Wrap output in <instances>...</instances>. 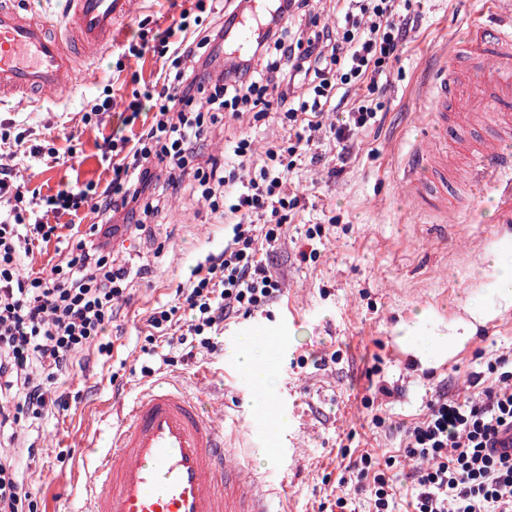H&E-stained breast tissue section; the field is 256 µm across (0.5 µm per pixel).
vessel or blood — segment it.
<instances>
[{"instance_id": "b4317fda", "label": "vessel or blood", "mask_w": 512, "mask_h": 512, "mask_svg": "<svg viewBox=\"0 0 512 512\" xmlns=\"http://www.w3.org/2000/svg\"><path fill=\"white\" fill-rule=\"evenodd\" d=\"M69 4L64 38L0 0V97L69 94L81 62L111 46L112 27L131 13L133 0ZM482 6L487 22L471 25L461 53L449 55L437 77L430 113L435 128L456 118L479 123L489 110L512 127V114L500 109L512 100V0H482ZM464 60L481 68L476 86L459 73ZM443 156L439 139L426 140L409 163L406 189L420 194L421 174L439 167ZM469 162L480 174L507 177L497 207L503 220H512V154L473 147ZM250 460V449L231 447L197 397L169 382L154 384L121 409L111 447L87 474L84 512H287V472L274 462L261 481Z\"/></svg>"}]
</instances>
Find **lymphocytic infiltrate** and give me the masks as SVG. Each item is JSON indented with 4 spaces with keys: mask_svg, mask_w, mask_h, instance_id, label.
I'll list each match as a JSON object with an SVG mask.
<instances>
[{
    "mask_svg": "<svg viewBox=\"0 0 512 512\" xmlns=\"http://www.w3.org/2000/svg\"><path fill=\"white\" fill-rule=\"evenodd\" d=\"M335 10L329 25L312 13L310 0H275L241 50L236 37L253 13L249 0H195L155 38L126 46L130 56L150 50L170 64L161 85L133 93L124 105L123 122L136 133L105 138L107 183L68 184L44 196L0 163V437L18 439L23 421L63 407L59 381L75 354L111 353L106 332L114 310L142 272L113 258L111 222L139 229L158 213L163 192L152 185L155 170L166 171L173 188L192 174L224 220L223 250L197 262L173 300L147 318L148 342L168 340L165 363L216 352L226 319L251 316L279 297L281 282L260 248L282 239L298 208L291 175L322 162L317 147L326 138L336 149L328 174H343L356 137L377 121L370 97L388 83L419 22L414 0H336ZM196 11L217 16L197 34ZM219 49L224 68L207 73ZM246 114L256 123L276 115L281 136L259 150L241 135L223 154L199 159L194 143L224 117ZM85 207L102 221L84 230L77 217ZM65 216L72 219L66 234L57 225ZM49 244L58 257L50 271L26 269L34 249ZM472 385L473 396L463 401L437 391L425 417L406 429L400 455L366 451L350 460L336 507L346 512L358 495L368 512H512V452L497 448L512 432V352L489 358ZM39 493L17 459L1 454L0 512H37Z\"/></svg>",
    "mask_w": 512,
    "mask_h": 512,
    "instance_id": "obj_1",
    "label": "lymphocytic infiltrate"
}]
</instances>
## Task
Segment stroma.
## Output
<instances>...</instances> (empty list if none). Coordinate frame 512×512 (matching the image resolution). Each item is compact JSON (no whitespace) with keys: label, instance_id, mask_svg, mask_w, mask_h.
Listing matches in <instances>:
<instances>
[{"label":"stroma","instance_id":"stroma-1","mask_svg":"<svg viewBox=\"0 0 512 512\" xmlns=\"http://www.w3.org/2000/svg\"><path fill=\"white\" fill-rule=\"evenodd\" d=\"M193 2L135 0L133 13L113 28L111 50L74 75L68 101L0 100V119L29 130L25 146L75 152L63 166L30 164L22 172L30 188L52 194L67 181L110 180L99 145L121 127L116 108L167 63L151 52L124 57L123 47L142 28L164 30ZM481 9L480 0H422L420 25L378 98L381 121L357 136L342 176L316 166L290 181L300 208L269 255L280 297L266 311L226 320L216 353L168 365L144 352L151 309L199 257L224 247V226L203 208L192 176L143 231L115 234V258L140 259L145 270L112 320L111 355H77L64 387L67 407L25 428L24 444L0 440V453L13 454L26 481L41 485L40 512H82L86 449L110 447L117 403L161 379L198 393L203 411L231 426L233 443L253 449L256 471L267 467L266 449H286L290 512H333L343 449L394 454L396 425L423 418L441 387L469 398V376L483 359L512 350V303L502 301L491 276L494 261L512 259V223H500L493 192L472 196L455 133L445 136L452 178L446 214L419 209L403 184L409 155L435 133L425 118L432 79ZM107 96L114 111L83 123V113ZM320 221L318 256L300 261L305 231ZM260 332L274 340L268 396L238 360L244 338ZM145 365L151 374H142ZM267 402L287 416L285 426L261 416ZM376 414L385 425H373ZM31 442L39 450L32 457L25 449Z\"/></svg>","mask_w":512,"mask_h":512}]
</instances>
